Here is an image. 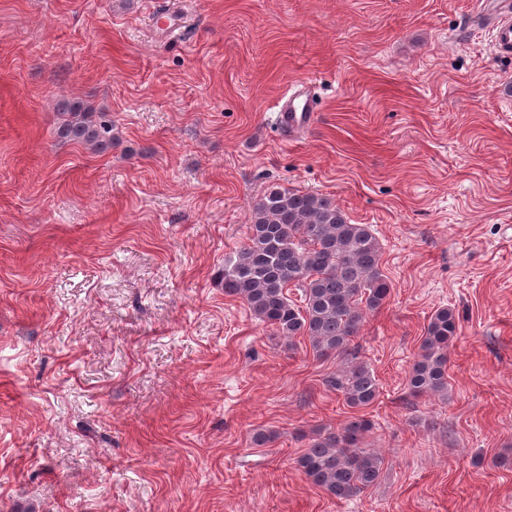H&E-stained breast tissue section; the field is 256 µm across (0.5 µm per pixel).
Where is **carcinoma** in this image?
Listing matches in <instances>:
<instances>
[{"instance_id": "cac0c4a2", "label": "carcinoma", "mask_w": 512, "mask_h": 512, "mask_svg": "<svg viewBox=\"0 0 512 512\" xmlns=\"http://www.w3.org/2000/svg\"><path fill=\"white\" fill-rule=\"evenodd\" d=\"M58 138L103 153L112 146V122L78 99L61 106ZM224 295L241 300L251 315L279 336H306L314 355H351L365 313L380 308L392 282L381 266V248L368 224L350 223L336 202L323 195L279 187L252 205L245 246L224 258ZM301 292L293 300L288 289ZM451 307L437 309L425 329L420 352L407 375L412 397L448 392V344L457 335ZM328 386L353 409L379 396L373 371L346 363ZM368 424L356 419L317 438L298 459L304 474L329 496L348 499L374 486L384 460L361 448Z\"/></svg>"}]
</instances>
